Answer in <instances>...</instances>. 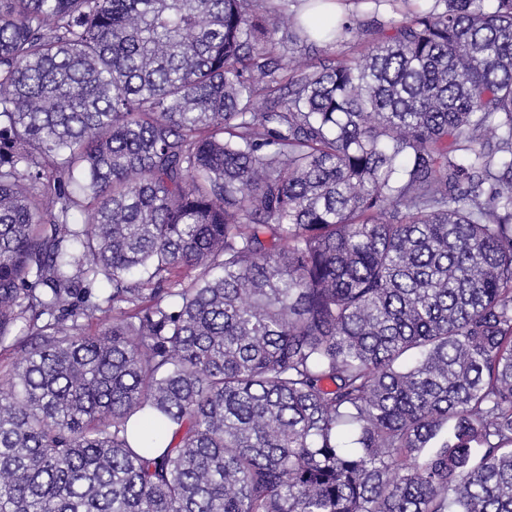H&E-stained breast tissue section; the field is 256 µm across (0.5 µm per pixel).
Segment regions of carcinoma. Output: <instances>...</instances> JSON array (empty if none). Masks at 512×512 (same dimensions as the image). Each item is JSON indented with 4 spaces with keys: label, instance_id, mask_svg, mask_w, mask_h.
I'll return each instance as SVG.
<instances>
[{
    "label": "carcinoma",
    "instance_id": "carcinoma-1",
    "mask_svg": "<svg viewBox=\"0 0 512 512\" xmlns=\"http://www.w3.org/2000/svg\"><path fill=\"white\" fill-rule=\"evenodd\" d=\"M300 2L0 0V512H512V0ZM375 38L374 35H366L362 38H353L347 36L344 42L322 45L319 44L317 50L310 52L309 56L300 55L301 63L306 65L309 63H316L318 59L324 58L327 55L330 57H343L345 55L357 54L358 52L364 51Z\"/></svg>",
    "mask_w": 512,
    "mask_h": 512
}]
</instances>
